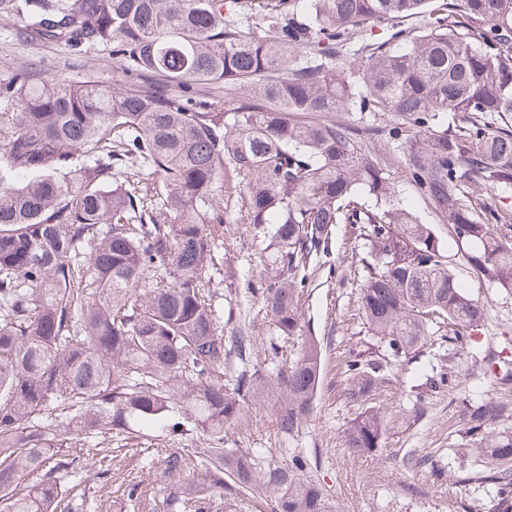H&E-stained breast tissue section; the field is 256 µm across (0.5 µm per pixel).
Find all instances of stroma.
<instances>
[{"label": "stroma", "instance_id": "stroma-1", "mask_svg": "<svg viewBox=\"0 0 512 512\" xmlns=\"http://www.w3.org/2000/svg\"><path fill=\"white\" fill-rule=\"evenodd\" d=\"M23 23L19 15L0 16V85L22 67L36 69L42 78L69 83L90 78L109 88L123 82L124 75L110 51L91 49L75 56L52 43L23 44L14 37ZM368 147L388 169L403 204L431 226L458 282L485 306L486 316L475 329L462 330L461 341H450L443 328L418 352L391 360L394 381L378 396L376 406L409 415L410 421L392 432L378 452L352 454L343 434L358 410L343 395V360L355 348L373 356L384 355L385 349L371 334L358 302L372 260L371 245L361 225H335L330 252L311 261L301 301V330L288 342L292 354L312 338L321 348L320 381L308 424L298 436L282 438L268 422L272 404L256 403L251 407L256 423L235 429L227 445L280 451L283 464L288 461L284 449L304 453L311 461L312 478L328 489L335 512H489L494 488L466 482L461 465L436 480L431 465L420 464L418 454L432 451L448 457L459 448L463 398L512 403V384L499 385L478 363L479 358L512 342V288L491 284L472 270L470 245L457 241L452 227L439 223L433 206L404 183L401 161L384 136L373 137ZM223 274L225 286L232 289L247 283L260 287L267 274L263 245L235 209L224 216ZM445 356L458 365L461 385L430 396L421 413L412 415L410 385L429 364ZM183 445V440L158 438L146 425L133 422L129 433L100 447L111 462L110 476L89 478L81 488L100 496L101 512H163L169 479L162 451ZM133 484L138 490L132 498L128 489Z\"/></svg>", "mask_w": 512, "mask_h": 512}]
</instances>
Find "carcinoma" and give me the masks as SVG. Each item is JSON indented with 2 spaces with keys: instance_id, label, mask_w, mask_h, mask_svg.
<instances>
[{
  "instance_id": "cac0c4a2",
  "label": "carcinoma",
  "mask_w": 512,
  "mask_h": 512,
  "mask_svg": "<svg viewBox=\"0 0 512 512\" xmlns=\"http://www.w3.org/2000/svg\"><path fill=\"white\" fill-rule=\"evenodd\" d=\"M0 0L19 14L21 41L72 52L111 49L130 81L45 80L19 71L0 87V512H98L69 484L106 457L86 445L133 420L201 433L207 448L167 452V512H205L231 479L269 512H331L306 458L288 464L224 447L253 421L250 404L275 401L272 426L298 435L313 409L320 348L310 340L283 363L300 331L312 257L329 253L335 224H364L373 262L359 302L369 331L397 358L436 324L473 328L483 306L457 284L432 228L400 205L366 139L322 115L393 114L385 131L406 180L440 223L477 246L472 269L512 288V204L475 207L469 188L512 187V0ZM385 27L384 39L368 30ZM194 84H211L204 100ZM319 116L299 121L302 114ZM468 126L452 130L448 115ZM152 177L140 193V176ZM374 198L373 203L364 195ZM266 241L268 276L255 297L272 328L270 355L253 337L224 336L214 297L224 267L229 202ZM499 384L512 381V361ZM231 375L229 383L224 377ZM344 397L360 409L345 447L368 455L405 421L368 402L389 384L383 358L350 354ZM460 385L448 359L417 384L422 396ZM512 406L464 405L458 452L512 459L495 426ZM25 475L37 476L31 484ZM497 485L494 512H512V475L477 469Z\"/></svg>"
}]
</instances>
